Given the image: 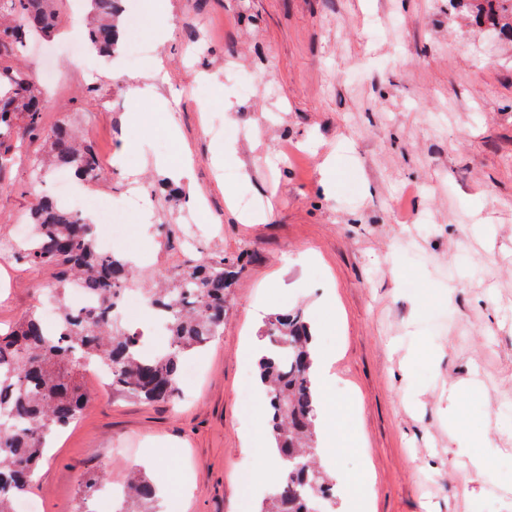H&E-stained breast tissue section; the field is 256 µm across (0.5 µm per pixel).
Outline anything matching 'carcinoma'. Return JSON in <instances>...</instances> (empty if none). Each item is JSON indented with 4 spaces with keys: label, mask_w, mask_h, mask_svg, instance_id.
<instances>
[{
    "label": "carcinoma",
    "mask_w": 512,
    "mask_h": 512,
    "mask_svg": "<svg viewBox=\"0 0 512 512\" xmlns=\"http://www.w3.org/2000/svg\"><path fill=\"white\" fill-rule=\"evenodd\" d=\"M118 0H89L92 20L86 40L102 55L118 42ZM58 0H0V167L6 155L35 135L49 147L53 166L83 180L98 171V157L70 126L42 123L44 101L32 76L9 63L36 33L49 34L59 21ZM497 35L512 33V0H468ZM33 237L21 257L55 271L60 287L74 285L94 300L80 312L69 307L55 331L31 314L0 334V512H11L14 496L26 493L53 433L83 409L88 392L81 362L112 368V394L165 402L178 393L184 356L223 334L230 288L240 259L202 261L182 270L166 288H146V303L168 317L167 347L141 350L138 334L112 320L111 310L133 272L119 253L100 252L89 219L54 200L36 199L29 210ZM263 335L270 355L258 362L270 413L271 439L282 479L262 501L260 512H334L335 479L317 466V411L312 382L314 337L296 308L268 318ZM127 512H155L157 489L137 474L125 492Z\"/></svg>",
    "instance_id": "cac0c4a2"
}]
</instances>
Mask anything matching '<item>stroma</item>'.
I'll use <instances>...</instances> for the list:
<instances>
[{"label":"stroma","instance_id":"1","mask_svg":"<svg viewBox=\"0 0 512 512\" xmlns=\"http://www.w3.org/2000/svg\"><path fill=\"white\" fill-rule=\"evenodd\" d=\"M71 2L59 4L56 35L15 63L54 74L42 87L48 124L79 126L99 160L120 156L87 194L110 202L139 189L135 283L248 258L223 334L192 354L198 376L175 401L100 386L52 438L31 492L41 512H117L106 490L148 452L180 459L143 469L161 489L156 512H238L242 468L261 502L281 470L263 454L267 411L242 409L258 380L246 346L286 308L302 309L319 350L335 355L327 404L344 424L320 432L319 456L337 512L349 494L370 496L372 512H512V43L475 26L460 0H168L162 16L144 0L139 37L151 51L131 68L120 53L75 56ZM384 16L398 21L392 34L370 27ZM153 59L159 96L134 130L135 88ZM228 143L232 157L218 160ZM330 155L336 188L324 196ZM159 157L189 167L177 198ZM46 161V144L28 142L0 173V239L51 195L55 171L36 172ZM243 193L262 199L259 223L227 208L225 195ZM54 285L19 259L0 268V330L40 311ZM474 383L462 423L495 450L494 482L476 501L459 490L465 460L445 415L449 385ZM95 474L103 482L86 491Z\"/></svg>","mask_w":512,"mask_h":512}]
</instances>
